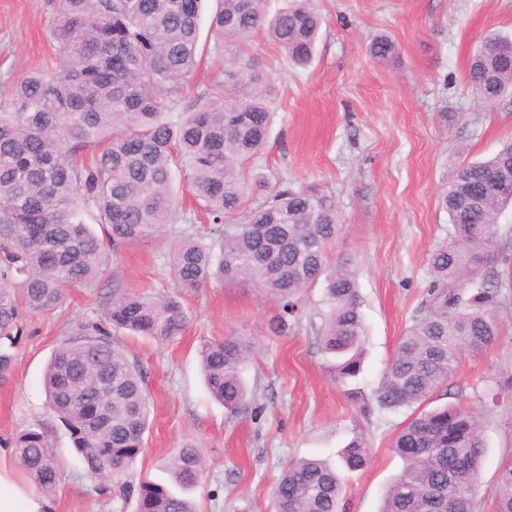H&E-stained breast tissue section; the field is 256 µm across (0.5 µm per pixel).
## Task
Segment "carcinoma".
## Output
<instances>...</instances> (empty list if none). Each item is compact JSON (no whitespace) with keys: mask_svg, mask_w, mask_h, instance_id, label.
Listing matches in <instances>:
<instances>
[{"mask_svg":"<svg viewBox=\"0 0 512 512\" xmlns=\"http://www.w3.org/2000/svg\"><path fill=\"white\" fill-rule=\"evenodd\" d=\"M205 0H56V38L66 54L53 70L30 72L0 104V378L15 362L18 307L47 314L71 289L90 287L119 246L169 234L176 211L174 173L187 176L198 209L214 228L205 243L172 242L177 287L248 280L290 310L307 289L323 285L317 334L331 355L333 379L363 416L414 410L391 442L404 468L379 512H480L478 470L484 454L482 417L450 405L426 409L447 385L461 351L492 345L499 334L501 287L495 249L498 216L512 194H483L486 174L512 184V137L483 161L463 165L441 198L449 240L429 257L431 281L400 337L377 388L353 386L363 370L364 321L356 270L334 259L342 229L335 197L315 185L268 187L257 164L272 124L269 78L250 58L224 47L263 31L287 64L313 59L321 26L311 0H290L267 14V0H219L210 31L218 55L214 91L177 111L198 65ZM512 43L493 38L473 57L468 83L486 103L512 94ZM369 54L390 61L396 43L380 35ZM258 173L247 176V168ZM96 210L102 235L84 220ZM190 316L180 297L147 298L122 288L105 297L102 322L82 325L51 356L44 373L47 408L68 433L86 472L111 479L135 512H196L183 494L202 478L198 448L185 443L167 463L174 488L128 480L144 449L149 399L145 375L116 346L122 330L157 343L183 335ZM253 339L226 336L201 347L207 387L236 414L248 400L243 367ZM54 424L17 434L14 455L30 482L53 492L63 478ZM366 441L354 437L339 464L289 463L273 489L274 512H345V474L365 467ZM495 512H512V460L501 468Z\"/></svg>","mask_w":512,"mask_h":512,"instance_id":"1","label":"carcinoma"}]
</instances>
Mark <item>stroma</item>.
<instances>
[{
	"mask_svg": "<svg viewBox=\"0 0 512 512\" xmlns=\"http://www.w3.org/2000/svg\"><path fill=\"white\" fill-rule=\"evenodd\" d=\"M55 0H0V87L25 73L60 66ZM323 18L312 63L287 69L279 48L261 34L246 46L269 76L274 119L262 164L269 180L314 184L331 192L343 218L333 257L352 260L365 325L359 385L375 388L431 279L430 253L448 240L441 191L459 167L493 155L512 136V98L487 107L467 79L470 61L492 33L512 35V0H313ZM379 33L399 47L393 62L372 59ZM508 260L496 342L465 351L440 405L462 404L483 416L486 451L478 497L494 512L502 465L512 459V393L492 400L512 378V205L499 219ZM169 246L151 239L124 246L91 288L70 292L48 314L21 310L11 373L0 379V441L49 421L42 377L53 351L79 325L103 315L113 284L145 296L180 293L191 317L187 332L158 343L118 332L116 344L147 376L150 427L134 475L166 484L165 461L191 441L203 477L191 491L197 512H273V488L284 465L300 458L337 462L356 435L369 461L352 473L347 512H378L386 486L403 469L390 443L408 410L356 412L333 381L317 343L322 290L308 289L293 313L247 281L209 282L176 291ZM251 336L257 351L243 376L253 399L229 415L200 371L203 342ZM54 443L64 476L49 496L52 512H134V501L98 494L102 478L81 470L64 431Z\"/></svg>",
	"mask_w": 512,
	"mask_h": 512,
	"instance_id": "stroma-1",
	"label": "stroma"
}]
</instances>
